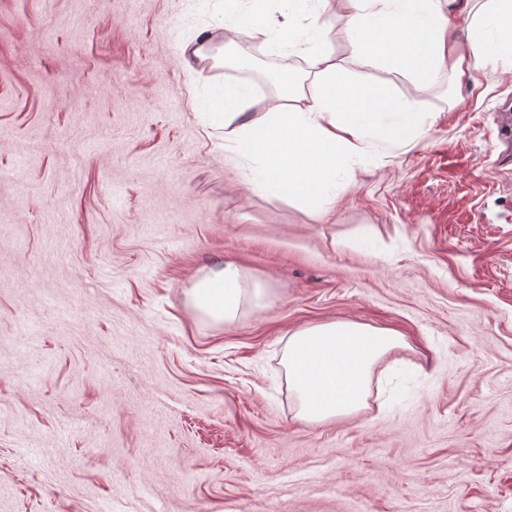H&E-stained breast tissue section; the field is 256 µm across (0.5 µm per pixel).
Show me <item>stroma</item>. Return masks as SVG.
<instances>
[{
    "instance_id": "stroma-1",
    "label": "stroma",
    "mask_w": 512,
    "mask_h": 512,
    "mask_svg": "<svg viewBox=\"0 0 512 512\" xmlns=\"http://www.w3.org/2000/svg\"><path fill=\"white\" fill-rule=\"evenodd\" d=\"M219 0H0V512H512V60L406 98L415 140L366 138L329 213L246 189L205 135L183 44ZM248 52L249 67L236 64ZM249 32L203 76L279 95ZM264 303L230 323L189 292L225 262ZM397 331L357 414L310 423L297 329Z\"/></svg>"
}]
</instances>
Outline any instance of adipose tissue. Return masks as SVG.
Listing matches in <instances>:
<instances>
[{
	"mask_svg": "<svg viewBox=\"0 0 512 512\" xmlns=\"http://www.w3.org/2000/svg\"><path fill=\"white\" fill-rule=\"evenodd\" d=\"M355 27L352 49L368 64L379 61L377 49L390 47V63L406 71L418 85H428L440 63L453 57L457 78L469 76V55L458 53L467 37L472 53L512 58V0H482L467 27H459L443 10V0H338ZM262 0H224L220 17L184 44L195 62L211 58L210 46L226 32L250 25L263 36L269 51H309L321 83L311 102L297 90L283 89V104L255 111L251 85L239 84L215 95L216 108L205 113L210 128L225 146L248 156L245 183L255 189L288 191L303 203L328 212L337 185L350 178L364 135L378 139L412 137L415 118L403 100L341 80L343 66L326 47L307 50V29L299 22L309 0H284L283 20L264 16ZM195 306L221 322L233 321L247 297L261 298V289L247 290L241 268L233 263L211 271L191 290ZM392 329L356 322H330L293 332L283 361L297 400L308 421L350 416L363 408L373 368L401 347Z\"/></svg>",
	"mask_w": 512,
	"mask_h": 512,
	"instance_id": "1",
	"label": "adipose tissue"
}]
</instances>
